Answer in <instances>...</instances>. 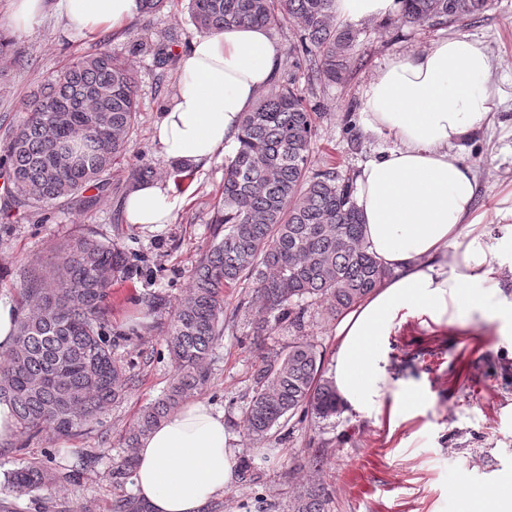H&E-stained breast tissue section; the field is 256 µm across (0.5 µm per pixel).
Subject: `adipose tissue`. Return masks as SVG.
<instances>
[{
	"instance_id": "ef3b65f1",
	"label": "adipose tissue",
	"mask_w": 512,
	"mask_h": 512,
	"mask_svg": "<svg viewBox=\"0 0 512 512\" xmlns=\"http://www.w3.org/2000/svg\"><path fill=\"white\" fill-rule=\"evenodd\" d=\"M139 0H55L75 37L121 26ZM284 49L262 26L196 35L180 56L176 94L157 125L162 155L208 166L240 131L244 112L276 79ZM494 60L479 40L452 36L428 50L387 62L365 93L364 133H385L392 147L358 170L354 201L365 244L390 277L336 328L328 377L348 413L376 417L393 381L387 339L404 312L439 327L464 326L503 308L499 257L512 249V224H488L477 212L479 183L461 144L489 120L504 97L490 79ZM176 202L162 182L136 185L126 200L129 223H173ZM224 414L194 399L140 440L132 481L149 512H205L228 490L239 464ZM452 492L461 512H512V484L471 495L467 479Z\"/></svg>"
}]
</instances>
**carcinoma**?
Listing matches in <instances>:
<instances>
[{
  "mask_svg": "<svg viewBox=\"0 0 512 512\" xmlns=\"http://www.w3.org/2000/svg\"><path fill=\"white\" fill-rule=\"evenodd\" d=\"M490 0H402L400 21L441 27L482 14ZM197 32L229 26H278L300 31L311 76L345 80L358 32L342 24L336 0H187ZM153 48L156 66L176 64L171 42ZM23 63L13 42L0 36V77ZM26 117L0 165L23 211L62 198L79 201L90 187L105 188L112 167L126 157L137 123V77L105 41L80 55L25 104ZM315 118L293 85L260 95L243 113L237 146L224 161V185L213 205L214 241L201 256L188 293L165 332L176 373L163 396L145 406L122 436L128 448L209 381L207 362L224 333V289L248 282L257 300V334L269 319L299 327L300 302L310 300L332 319L362 302L384 279L364 243L351 185L334 171L310 170ZM50 275L23 271L22 310L12 347L0 365V396L12 399L21 433L50 431L75 439L120 402L130 367L115 357L106 332L112 282L132 272L124 254L89 232L55 248ZM321 355L299 338L258 369L244 410L243 431L264 442L272 428L297 412L328 421L343 412L334 386L323 378ZM52 458L22 462L0 488V512H22L21 493L48 490L77 478ZM135 468L130 454L112 468L124 486ZM321 489L297 491L288 512H326Z\"/></svg>",
  "mask_w": 512,
  "mask_h": 512,
  "instance_id": "carcinoma-1",
  "label": "carcinoma"
}]
</instances>
